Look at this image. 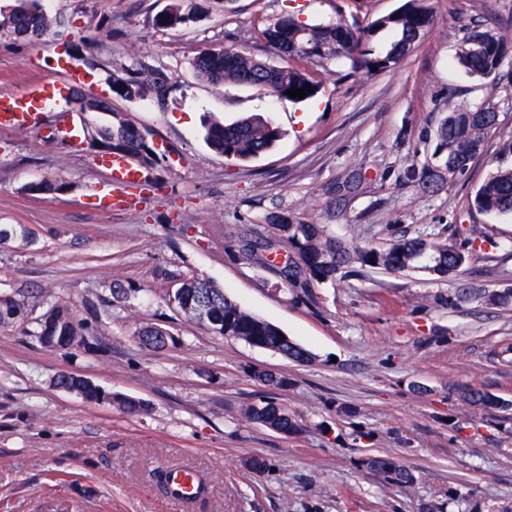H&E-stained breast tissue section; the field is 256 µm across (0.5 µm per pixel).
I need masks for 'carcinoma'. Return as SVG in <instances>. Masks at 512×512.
Returning <instances> with one entry per match:
<instances>
[{"instance_id":"cac0c4a2","label":"carcinoma","mask_w":512,"mask_h":512,"mask_svg":"<svg viewBox=\"0 0 512 512\" xmlns=\"http://www.w3.org/2000/svg\"><path fill=\"white\" fill-rule=\"evenodd\" d=\"M197 19L196 7L188 0L174 3L158 13L154 24L159 28H174ZM434 11L429 0H406L387 15L366 24L348 19L341 5H336V18L327 23L307 24L294 15L283 16L268 25L262 36L276 52L282 64L274 65L258 59L245 48H209L192 60L198 79L212 83L258 86L272 97L300 102L287 94L290 89H303L306 99L316 96L320 83L311 69L336 63L345 69L341 79H356L374 75L372 68L383 72L393 68L433 26ZM62 21L47 14L39 0H14L7 10L0 9V35L34 38L55 32ZM386 40L378 42L379 34ZM512 51V41L487 25L466 27L455 51L458 66L471 77L486 79L499 70L505 56ZM312 89H307V86ZM169 89L168 77L159 70L141 69L125 76L112 75V91L122 98L155 93L162 97ZM97 98L89 97L77 104L85 113L83 132L86 142L98 156L111 151L115 156L130 158L142 168H152L161 157L151 141L145 140L140 129L125 115L109 112L111 119L98 120ZM498 111L490 103L479 107H461L441 117L433 132L425 131L422 138L433 144L430 158L421 167L410 165L407 179L425 190L437 191L445 184L467 174L475 159L483 154L488 136L498 128ZM205 141L219 155L249 161L271 149L281 140V129L270 118L243 117L233 123L211 118L204 124ZM365 176L360 171L348 173L342 180L324 189L329 204L341 202L358 193ZM25 190L31 194H60L68 186L58 181L33 183ZM473 208L480 212L512 213V167L498 166L475 191ZM271 226L287 238L291 256L281 273L288 286L306 293L312 288L334 284L362 270H389L393 273L425 274L453 277L475 260L484 240L465 237L461 241L438 239L431 234L399 236L386 246L374 244L349 245L337 238L328 224H306L284 215L271 216ZM274 244H250L246 253L258 264L268 267ZM166 287L163 299L188 321L207 327L212 333L239 340L251 347L276 349L285 359L300 365L315 362L316 355L292 341L275 324L260 318L224 294L218 285L184 272H168L162 276ZM112 305H122L135 291L120 280L109 285ZM29 296L22 292L0 295V326H9L26 318ZM488 305L512 307V287L481 296ZM110 312L97 315L95 323L79 317L67 304L55 301L36 318L32 335L46 348L53 350L80 349L101 335ZM140 345L154 351H164L176 345L175 337L153 323H142L135 331ZM253 376L275 391H285L292 385L282 374L255 371ZM54 385L79 394L90 403L110 400L129 417L150 411L147 401L119 394H107L98 385L71 373H60ZM460 399L471 410L512 411V400L494 396L479 388L466 387ZM246 420L286 436H296L304 430L303 419L276 401L273 396L241 409ZM359 467L387 484L400 488L416 485L414 473L391 455H369L359 459ZM448 502L462 506L459 512H512L484 509L472 492L448 489Z\"/></svg>"}]
</instances>
